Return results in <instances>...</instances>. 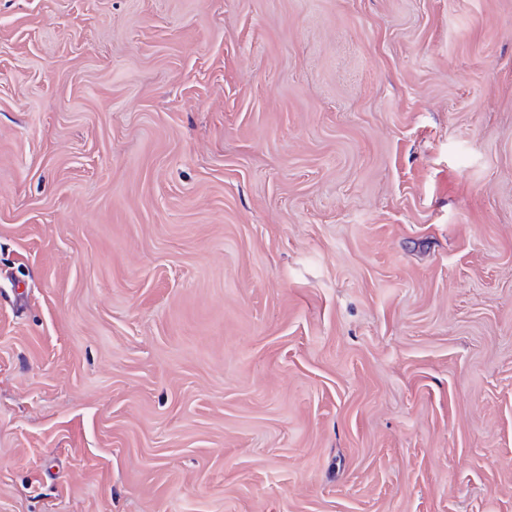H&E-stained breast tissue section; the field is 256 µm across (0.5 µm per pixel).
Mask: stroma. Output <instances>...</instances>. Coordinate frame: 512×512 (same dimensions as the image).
<instances>
[{
	"label": "stroma",
	"instance_id": "obj_1",
	"mask_svg": "<svg viewBox=\"0 0 512 512\" xmlns=\"http://www.w3.org/2000/svg\"><path fill=\"white\" fill-rule=\"evenodd\" d=\"M0 512H512V0H0Z\"/></svg>",
	"mask_w": 512,
	"mask_h": 512
}]
</instances>
